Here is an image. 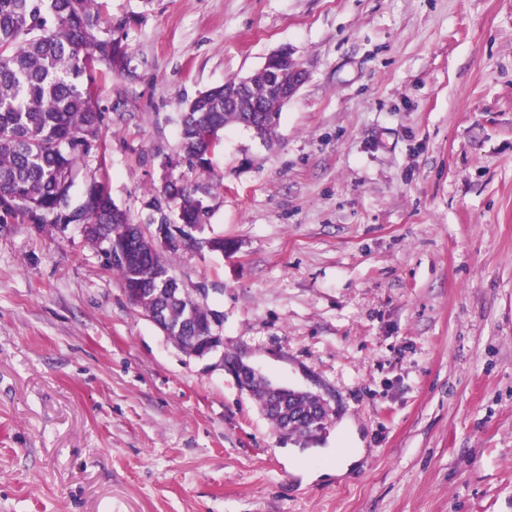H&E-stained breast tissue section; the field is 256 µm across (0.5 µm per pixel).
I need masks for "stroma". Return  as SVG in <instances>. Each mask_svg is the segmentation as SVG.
Segmentation results:
<instances>
[{
  "label": "stroma",
  "instance_id": "obj_1",
  "mask_svg": "<svg viewBox=\"0 0 512 512\" xmlns=\"http://www.w3.org/2000/svg\"><path fill=\"white\" fill-rule=\"evenodd\" d=\"M107 6L131 72L97 78L87 170L137 222L184 100L283 48L307 70L272 146L225 129L226 246L173 265L225 351L335 415L282 439L76 226L0 212V512H512V0Z\"/></svg>",
  "mask_w": 512,
  "mask_h": 512
}]
</instances>
